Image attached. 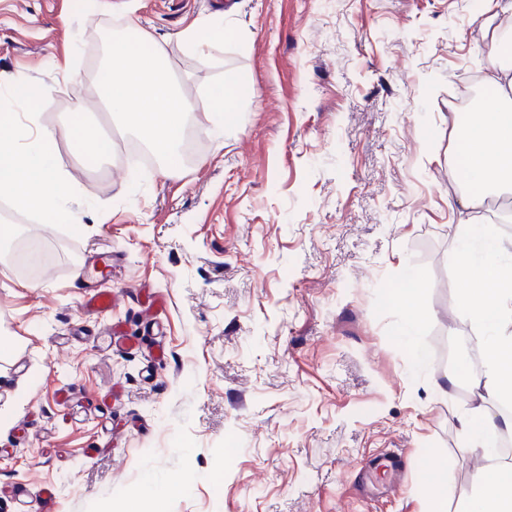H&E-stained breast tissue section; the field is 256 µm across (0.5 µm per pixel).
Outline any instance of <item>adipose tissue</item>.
<instances>
[{
	"mask_svg": "<svg viewBox=\"0 0 512 512\" xmlns=\"http://www.w3.org/2000/svg\"><path fill=\"white\" fill-rule=\"evenodd\" d=\"M107 61L112 79L99 91L113 111L123 115L128 128L148 142L171 173V159L182 140L189 102L179 95L169 75L164 45L155 44L152 56H136L121 40L110 42ZM489 64L482 78L494 90L486 111L474 112L457 130L465 149L461 165H449V177L465 171L472 189L458 201L460 215H468L484 197L512 192V38L492 35ZM84 101H76L74 116L61 129L42 130L28 147L20 142L26 130L14 112L0 113V194L7 196L20 212L45 213L69 199L74 188L58 169L54 145L58 138L73 139L84 152L97 145L95 135L81 128ZM458 265L468 282L462 302L478 322L494 329V337L484 348L487 392L495 399L512 400V258L498 261L476 259L463 251ZM512 430V416H489L481 423L466 420L464 430L470 448L491 457L497 452L502 430ZM472 484L477 497L466 512H512V467L488 476L475 470Z\"/></svg>",
	"mask_w": 512,
	"mask_h": 512,
	"instance_id": "obj_1",
	"label": "adipose tissue"
}]
</instances>
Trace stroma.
<instances>
[{
	"instance_id": "1",
	"label": "stroma",
	"mask_w": 512,
	"mask_h": 512,
	"mask_svg": "<svg viewBox=\"0 0 512 512\" xmlns=\"http://www.w3.org/2000/svg\"><path fill=\"white\" fill-rule=\"evenodd\" d=\"M0 0V75L41 126L75 97L103 152L54 151L77 186L67 209L22 213L43 258L0 261V512H462L471 473L512 467L463 441L480 400L486 331L460 306L466 189L450 102L481 29L512 27V0ZM224 19L200 58L178 32ZM134 22L166 43L179 93L206 103L238 83L223 138L171 176L142 170L88 76L94 38ZM111 253L112 274L86 267ZM421 274L433 317L411 329L398 298ZM112 310L83 309L90 288ZM425 353L414 359V349ZM397 454L403 482L375 459Z\"/></svg>"
}]
</instances>
